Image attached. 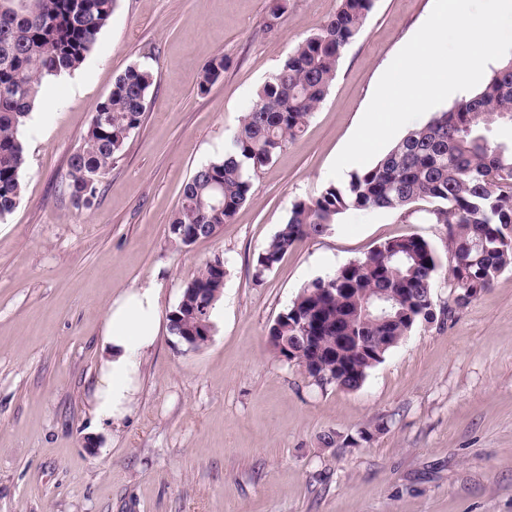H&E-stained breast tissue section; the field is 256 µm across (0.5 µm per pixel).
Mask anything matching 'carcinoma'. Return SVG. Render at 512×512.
I'll use <instances>...</instances> for the list:
<instances>
[{
    "label": "carcinoma",
    "mask_w": 512,
    "mask_h": 512,
    "mask_svg": "<svg viewBox=\"0 0 512 512\" xmlns=\"http://www.w3.org/2000/svg\"><path fill=\"white\" fill-rule=\"evenodd\" d=\"M116 0H0V219L23 192L22 130L38 104L44 80L77 69L93 50ZM374 0H339L319 31L300 41L241 118L224 157L196 169L169 223L173 241L188 246L215 235L250 198L251 177L304 133L335 79L343 51L359 35ZM222 54L203 68L198 92L224 75ZM154 83L152 69L128 67L95 107L84 145L70 158L65 189L84 206L100 179L140 127ZM512 123V60L492 71L475 93L408 132L371 166L319 196L295 201L279 230L258 253L255 278L272 270L300 239L322 236L351 210H395L448 227V283L467 305L512 267V142L492 135ZM430 204L422 215L413 206ZM441 252L412 235L381 243L366 256L306 284L268 331L286 360L323 387L360 388L421 321L433 318V290ZM224 261L206 262L169 314L178 337L213 335L216 303L224 288ZM388 299L393 320L374 311ZM341 336H358L352 344ZM385 336V347L371 344Z\"/></svg>",
    "instance_id": "obj_1"
}]
</instances>
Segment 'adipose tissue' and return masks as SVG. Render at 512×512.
<instances>
[{"label": "adipose tissue", "instance_id": "adipose-tissue-1", "mask_svg": "<svg viewBox=\"0 0 512 512\" xmlns=\"http://www.w3.org/2000/svg\"><path fill=\"white\" fill-rule=\"evenodd\" d=\"M162 331L159 295L153 286L132 287L106 307L98 360L87 403L97 431L121 426L138 400L142 359Z\"/></svg>", "mask_w": 512, "mask_h": 512}]
</instances>
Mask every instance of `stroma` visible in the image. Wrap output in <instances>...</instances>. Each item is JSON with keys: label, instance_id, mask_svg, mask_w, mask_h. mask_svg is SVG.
Returning <instances> with one entry per match:
<instances>
[{"label": "stroma", "instance_id": "stroma-1", "mask_svg": "<svg viewBox=\"0 0 512 512\" xmlns=\"http://www.w3.org/2000/svg\"><path fill=\"white\" fill-rule=\"evenodd\" d=\"M117 0L92 52L49 79L22 131L24 192L0 221V512H512V268L458 307L447 276L417 324L355 390L324 387L268 330L308 282L390 239L443 245L446 228L350 212L296 243L263 278L258 252L292 203L319 195L376 85L434 0H374L302 137L252 177L211 238L168 223L185 183L223 157L242 112L337 0ZM223 76L202 94L206 62ZM150 67L143 121L91 206L63 190L96 104L129 66ZM227 275L198 349L164 331L142 361L121 428L90 439L85 404L106 304L139 284L162 314L204 264ZM369 441L326 445L329 431ZM228 62L222 54H216L210 58L203 68V73L198 84L199 93L205 94L223 76Z\"/></svg>", "mask_w": 512, "mask_h": 512}]
</instances>
